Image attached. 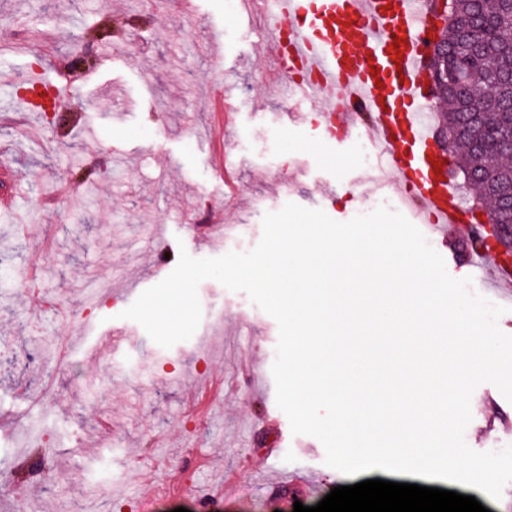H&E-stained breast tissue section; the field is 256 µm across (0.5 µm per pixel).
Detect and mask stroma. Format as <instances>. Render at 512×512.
<instances>
[{
	"mask_svg": "<svg viewBox=\"0 0 512 512\" xmlns=\"http://www.w3.org/2000/svg\"><path fill=\"white\" fill-rule=\"evenodd\" d=\"M0 0V101L20 83L52 75L73 55L112 50V61L83 70L78 90L44 115L17 125L0 115V256L12 265L0 286V512H84L111 499L114 512L148 499L150 512H293L321 494L283 483L299 475L337 487L322 443L291 431L276 404L271 368L278 325L242 292L213 279L197 289L202 317L194 335L169 348L122 318L162 281L154 231L195 258L252 250L266 213L294 203L346 222L371 213L380 171L362 167L351 142L324 138L314 105L279 95L273 63L259 47L260 23L227 14L224 0ZM222 83L224 153L216 155L209 89ZM305 112L308 123H287ZM227 226L225 244L192 239L194 210ZM253 216L248 232L241 220ZM420 230L450 276L505 306L512 335V290L475 274L470 239L442 241ZM107 291L95 304L93 289ZM125 331L119 350L106 338ZM222 385L205 396L200 380ZM465 431L478 452L512 441V402L490 383L471 399ZM111 418L112 429L98 422ZM50 438L40 466L24 428ZM415 483L470 495L489 512L502 501L479 489L380 469L348 477ZM209 500L198 497L199 490Z\"/></svg>",
	"mask_w": 512,
	"mask_h": 512,
	"instance_id": "stroma-1",
	"label": "stroma"
}]
</instances>
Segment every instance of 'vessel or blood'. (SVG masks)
<instances>
[{
    "label": "vessel or blood",
    "mask_w": 512,
    "mask_h": 512,
    "mask_svg": "<svg viewBox=\"0 0 512 512\" xmlns=\"http://www.w3.org/2000/svg\"><path fill=\"white\" fill-rule=\"evenodd\" d=\"M264 36L279 74L301 68L292 94L315 103L328 137L337 126L380 151L399 198L443 236L476 232L450 180L434 162L448 160L424 112V59L434 44L431 0H270ZM404 37L402 62L391 45ZM379 74H372V67Z\"/></svg>",
    "instance_id": "b4317fda"
}]
</instances>
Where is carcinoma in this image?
Returning a JSON list of instances; mask_svg holds the SVG:
<instances>
[{
  "instance_id": "1",
  "label": "carcinoma",
  "mask_w": 512,
  "mask_h": 512,
  "mask_svg": "<svg viewBox=\"0 0 512 512\" xmlns=\"http://www.w3.org/2000/svg\"><path fill=\"white\" fill-rule=\"evenodd\" d=\"M442 47L451 50L441 69L466 71L463 83L443 92L446 110L439 113L442 130L451 141L455 164L475 186L483 204L503 223L512 220V11L504 0H453ZM481 27L488 57L496 69L466 65L461 30Z\"/></svg>"
}]
</instances>
